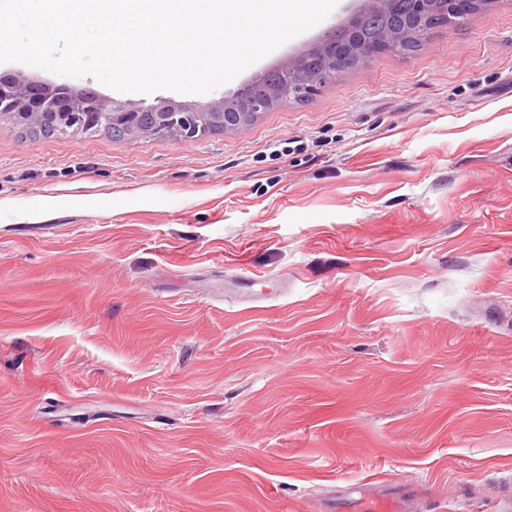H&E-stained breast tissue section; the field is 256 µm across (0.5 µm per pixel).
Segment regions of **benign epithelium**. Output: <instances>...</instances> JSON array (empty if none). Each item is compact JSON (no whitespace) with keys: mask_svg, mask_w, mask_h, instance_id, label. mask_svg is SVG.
<instances>
[{"mask_svg":"<svg viewBox=\"0 0 512 512\" xmlns=\"http://www.w3.org/2000/svg\"><path fill=\"white\" fill-rule=\"evenodd\" d=\"M391 4L392 0H369L367 8L350 14L343 26L356 33L368 11L386 12ZM445 4L449 14L464 16L478 10L483 0H445ZM399 40L400 34L394 31H387L376 40L354 43L324 39L285 59L277 67L285 79L281 88H266L265 72L262 71L235 90L202 106L171 99L161 100L152 106H138L97 93L72 94L59 85L16 76L0 84V115H11L20 120L43 116L59 125H102L112 120L132 125L140 112H159L163 119L156 126L155 135L190 141L203 135L206 127V123L200 120L203 113H212L222 119L226 131L242 130L247 127V119L269 111L299 90H309L323 82V74L307 68L305 57L309 54L319 56L330 69V75L334 76L379 54L394 51Z\"/></svg>","mask_w":512,"mask_h":512,"instance_id":"obj_1","label":"benign epithelium"}]
</instances>
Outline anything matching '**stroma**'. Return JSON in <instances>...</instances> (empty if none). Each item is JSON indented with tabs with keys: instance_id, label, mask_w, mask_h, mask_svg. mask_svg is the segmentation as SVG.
Listing matches in <instances>:
<instances>
[{
	"instance_id": "1",
	"label": "stroma",
	"mask_w": 512,
	"mask_h": 512,
	"mask_svg": "<svg viewBox=\"0 0 512 512\" xmlns=\"http://www.w3.org/2000/svg\"><path fill=\"white\" fill-rule=\"evenodd\" d=\"M353 487L512 505V0L239 132L0 118V512H330Z\"/></svg>"
}]
</instances>
